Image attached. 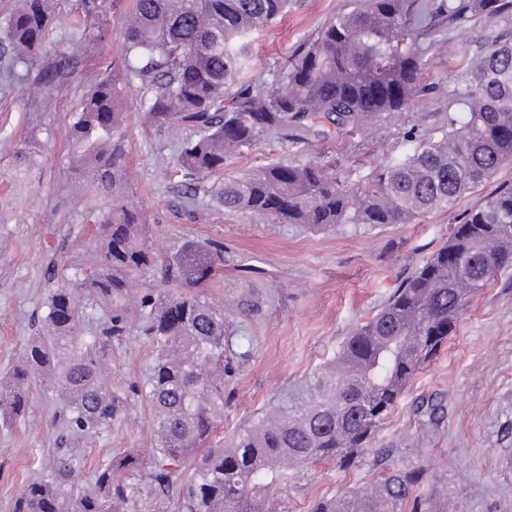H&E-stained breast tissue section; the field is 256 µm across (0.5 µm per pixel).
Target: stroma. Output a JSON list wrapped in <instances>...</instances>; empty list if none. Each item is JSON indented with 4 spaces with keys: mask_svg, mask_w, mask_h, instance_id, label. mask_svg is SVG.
Wrapping results in <instances>:
<instances>
[{
    "mask_svg": "<svg viewBox=\"0 0 512 512\" xmlns=\"http://www.w3.org/2000/svg\"><path fill=\"white\" fill-rule=\"evenodd\" d=\"M351 0H294L287 14L250 34L242 80L272 90L293 51ZM55 24L41 55L74 58L63 86L26 77L9 47L0 44V191L17 184L15 200L0 213V374L16 365L38 334L55 281L85 275L95 225L112 207L111 187L94 171L77 170L68 144L70 126L94 78L121 72L123 18H111L109 37L81 50L82 0H54ZM512 32V9L498 16L471 14L421 41V77L405 111L372 118L327 139L291 144L267 136L250 152L232 155L224 173L237 176L276 161L328 164L338 176H359L393 158L411 155L441 138L459 116L455 75L464 72L502 35ZM149 91L139 80L123 85L124 197L141 212L161 256L189 240H220L224 265L202 296L224 309V333L235 351V371L224 386V420L217 438L234 432L316 368L335 359L357 323L386 302L401 281L447 241L454 225L501 186L512 184V163L491 179L411 224L345 226L313 232L250 212L225 213L216 200H182L175 158L190 130L159 127L145 116ZM153 362L140 336L127 338L112 357L125 379L145 375ZM24 417L0 420V512H9L33 473L53 461L77 458L70 480L86 487L98 466L134 450L145 467L118 479L136 493L126 512H177L178 493L157 491L146 467L157 441L153 414L133 398L125 418L97 432L72 434L60 417L55 392L32 384ZM438 405L430 414V405ZM419 468L426 479L404 512H512V269L497 274L459 318L447 345L410 382L370 445L347 467L333 461L289 470L272 498L273 512H311L319 499L362 490L395 469Z\"/></svg>",
    "mask_w": 512,
    "mask_h": 512,
    "instance_id": "1",
    "label": "stroma"
}]
</instances>
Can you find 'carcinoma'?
Masks as SVG:
<instances>
[{
	"instance_id": "obj_1",
	"label": "carcinoma",
	"mask_w": 512,
	"mask_h": 512,
	"mask_svg": "<svg viewBox=\"0 0 512 512\" xmlns=\"http://www.w3.org/2000/svg\"><path fill=\"white\" fill-rule=\"evenodd\" d=\"M290 0H88L85 45L106 40L101 18L127 19V75L151 91V122L195 129L176 158L187 200L210 193L228 213L249 211L276 223L314 230L340 224H409L446 210L512 160V41L489 48L455 82L464 120L448 118L441 139L405 159L390 160L348 182L316 162L268 163L217 184L230 154L252 151L266 135L299 143L356 128L366 118L408 108L418 80L420 39L467 13L494 15L512 0H357L299 45L280 70L274 91L239 80L249 32L288 11ZM54 25L53 0H20L0 43L15 62L53 86L70 74L71 57L45 69L40 52ZM122 88L115 76L96 81L70 131L79 168L101 181L122 182ZM158 257L141 213L120 196L97 225L96 256L76 286L48 294L47 333L32 336L18 364L0 376V417L25 415L29 383L51 387L65 420L86 431L123 418L130 398L152 406L160 448L151 461L154 487H182L179 512H267L288 468L332 459L350 463L422 367L448 342L460 315L499 271L512 268V186L500 188L454 226L448 241L393 291L368 321L357 324L336 360L321 366L219 448L206 443L224 415V307L195 290L224 265V243L187 241L164 260L171 288L130 297L133 276ZM105 317L83 332L85 301ZM152 347L141 384L105 370L132 327ZM127 452L98 469L91 486L68 481L73 460L32 476L11 512H122L134 485L115 480L140 471ZM418 469L396 470L369 491L319 501L313 512H403L419 484Z\"/></svg>"
}]
</instances>
